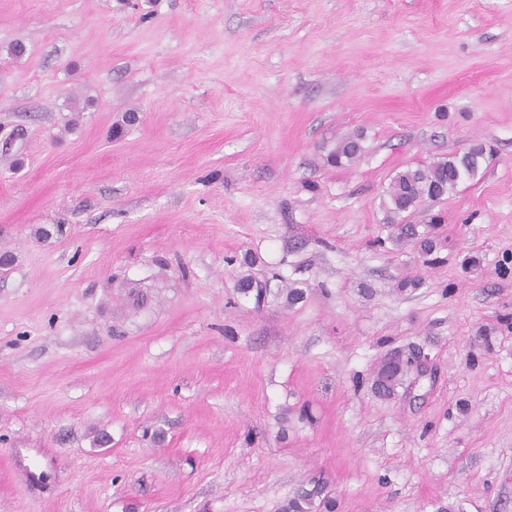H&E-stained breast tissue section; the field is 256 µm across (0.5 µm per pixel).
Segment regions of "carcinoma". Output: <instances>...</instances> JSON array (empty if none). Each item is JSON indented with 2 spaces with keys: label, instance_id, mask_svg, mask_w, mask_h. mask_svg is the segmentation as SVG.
I'll list each match as a JSON object with an SVG mask.
<instances>
[{
  "label": "carcinoma",
  "instance_id": "carcinoma-1",
  "mask_svg": "<svg viewBox=\"0 0 512 512\" xmlns=\"http://www.w3.org/2000/svg\"><path fill=\"white\" fill-rule=\"evenodd\" d=\"M364 152V135L355 132L336 141L326 155V162L336 167L350 165ZM493 153L491 146L474 143L461 154L409 166L396 173L382 200L384 223L391 228L389 240L399 245L413 239L420 254H431L439 244L437 236L430 231L418 232L414 225L405 223V214L424 202L442 199L463 180L475 177ZM410 371V357L406 355L393 354L383 359L373 375L374 393L384 399L395 397ZM335 508L336 502L327 492L326 483L316 481L312 487L302 488L284 501L278 512H334Z\"/></svg>",
  "mask_w": 512,
  "mask_h": 512
}]
</instances>
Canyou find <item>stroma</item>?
Instances as JSON below:
<instances>
[{"label": "stroma", "instance_id": "stroma-1", "mask_svg": "<svg viewBox=\"0 0 512 512\" xmlns=\"http://www.w3.org/2000/svg\"><path fill=\"white\" fill-rule=\"evenodd\" d=\"M3 253L0 512H512V0H0ZM364 138L361 132H355L337 140L326 155V162L336 167L352 164L365 152ZM494 149L484 143H474L461 154L441 158L429 164L409 166L396 173L382 200L384 224L391 228L389 240L400 245L405 239H415L418 252L430 255L439 241L431 230L419 233L413 224H406L405 214L424 202L442 199L464 179L474 178L482 163L492 157ZM410 356H399L396 353L384 358L373 375L372 388L374 393L384 399L397 395L411 371ZM323 481H315L311 488H302L294 496L284 501L278 512H333L335 500L326 491Z\"/></svg>", "mask_w": 512, "mask_h": 512}]
</instances>
